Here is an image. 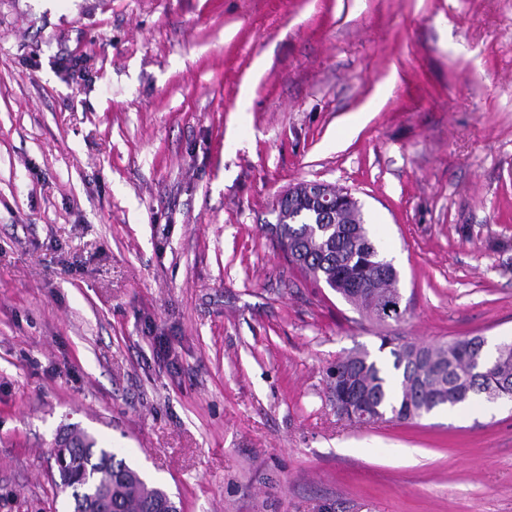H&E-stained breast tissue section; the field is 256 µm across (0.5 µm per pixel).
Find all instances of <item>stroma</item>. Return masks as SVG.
<instances>
[{"label": "stroma", "instance_id": "35a3bbf8", "mask_svg": "<svg viewBox=\"0 0 512 512\" xmlns=\"http://www.w3.org/2000/svg\"><path fill=\"white\" fill-rule=\"evenodd\" d=\"M345 189L361 315L275 251ZM512 338V0H0V512H73L76 425L181 512H512V402L337 416L381 336Z\"/></svg>", "mask_w": 512, "mask_h": 512}]
</instances>
